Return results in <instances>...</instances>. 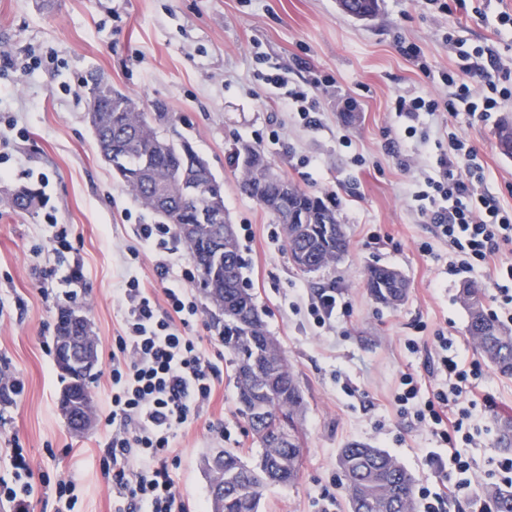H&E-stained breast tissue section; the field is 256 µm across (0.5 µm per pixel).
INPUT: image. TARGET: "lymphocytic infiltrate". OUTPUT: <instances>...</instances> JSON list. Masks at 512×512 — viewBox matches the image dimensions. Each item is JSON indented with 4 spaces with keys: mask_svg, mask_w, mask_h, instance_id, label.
Wrapping results in <instances>:
<instances>
[{
    "mask_svg": "<svg viewBox=\"0 0 512 512\" xmlns=\"http://www.w3.org/2000/svg\"><path fill=\"white\" fill-rule=\"evenodd\" d=\"M400 51L419 72L434 81V95H400L394 102L407 124L390 136L388 146L403 136L419 137L428 145V132L416 128L421 116L466 113L469 120L487 124L502 103L512 99V56L499 51H458L454 69L437 67L413 42ZM266 85L280 90L289 111L305 126H319L316 78L286 86L277 76ZM419 210L437 237L455 255L448 273L460 276L474 267L485 268L495 290L499 320L512 323V263L496 256L512 245V207L486 184L485 166L476 146L456 128L448 130V151L430 165L414 194ZM131 231L156 257L154 272L163 285L155 297L143 280L123 277L115 290L121 323L112 338L111 393L108 419L112 435L102 450L104 475L112 483L113 512H200L178 492L172 470L180 452L176 440L194 414L213 399L222 370L190 331L198 303L188 271H175L169 257L166 224H135ZM488 375L477 358L460 355L455 337L437 331L423 373H405L402 389L393 396L401 418L423 427L437 445L429 452L431 465L444 486L436 492L419 485L417 512H448L449 503H481L483 490L474 480L475 462L456 454L445 459L441 448L474 444L483 430L475 410ZM14 485L0 482V497L25 512L34 492L33 468L22 449L11 451Z\"/></svg>",
    "mask_w": 512,
    "mask_h": 512,
    "instance_id": "obj_1",
    "label": "lymphocytic infiltrate"
}]
</instances>
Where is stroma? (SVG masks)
<instances>
[{
	"label": "stroma",
	"instance_id": "35a3bbf8",
	"mask_svg": "<svg viewBox=\"0 0 512 512\" xmlns=\"http://www.w3.org/2000/svg\"><path fill=\"white\" fill-rule=\"evenodd\" d=\"M369 21L348 17L336 0H0V60L24 59L28 51L57 53L54 65L26 71L0 63V372L19 378L17 402L0 405V477L11 475L10 452L20 444L34 462L29 512H57L58 479L75 483L76 512H112V488L103 475L102 448L112 434L106 420L110 394L112 338L120 329L113 294L131 274L154 279L153 257L141 250L130 227L154 223V216L123 191L104 163L85 114L83 85L105 76L144 108L161 103L174 120L170 137L189 139L224 184V208L233 225L250 227L240 241L242 278L251 289L268 333L295 369L307 401L301 420L304 457L296 484L264 489L261 512H315L323 491L336 496L335 512H349L338 456L348 444L364 442L396 457L416 481L437 488L426 458L429 435L401 419L392 403L402 373L422 371L438 330L455 336L467 357L479 351L467 332L460 301L470 282L485 283L483 271L452 277L446 245L434 241L412 198L413 175L401 154L417 151L404 140L400 154L388 153L383 132L399 127L390 112L396 96L433 93L404 57L397 38L418 44L430 61L454 68L455 53L439 32L459 29L468 46L499 47L492 18L512 13V0H491L487 19L458 24L457 13L431 16L414 0H379ZM276 66L289 82L330 76L319 94L321 124L311 129L279 105L254 72ZM12 117L15 128L2 124ZM512 121V101L492 123L454 117V125L479 149L488 186L512 183V156L504 155L496 131ZM261 148L274 169L335 209L349 236L347 255L315 274L296 270L281 224L241 193L235 154ZM363 155L365 164L353 161ZM29 187L38 207L18 212L2 203L7 191ZM69 227L81 259L78 282L64 284L46 243L56 224ZM432 244L430 252L419 249ZM40 255H33L34 247ZM398 269L408 293L394 307L377 303L365 284L371 265ZM335 290L343 307L331 328H316L307 314L320 290ZM192 333L208 354L223 350V315L206 296ZM81 310L97 339L99 367L89 387L93 427L78 434L59 408L65 385L55 365V325L61 308ZM419 344L418 352L405 347ZM491 396L481 414L491 433L469 449L477 480L492 459L512 455L502 441L512 422V377L489 371L483 384ZM224 427L227 439L215 429ZM181 493L210 507L205 454L238 448L244 460L259 451L237 410L231 361L209 407L177 438Z\"/></svg>",
	"mask_w": 512,
	"mask_h": 512
}]
</instances>
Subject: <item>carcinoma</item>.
Returning a JSON list of instances; mask_svg holds the SVG:
<instances>
[{
  "label": "carcinoma",
  "mask_w": 512,
  "mask_h": 512,
  "mask_svg": "<svg viewBox=\"0 0 512 512\" xmlns=\"http://www.w3.org/2000/svg\"><path fill=\"white\" fill-rule=\"evenodd\" d=\"M343 5L344 13L369 19L379 10V0H345ZM84 93L88 110L101 117L102 125L93 133L117 183L160 223L175 230L193 259L204 294L224 312L222 341L233 355L238 409L261 452L246 462L237 449L224 448V469L207 466L205 470L210 486L224 487L221 512H260L264 487L291 484L299 477L304 397L278 341L265 329L251 289L243 284L237 235L228 239L217 227L196 223L198 208L208 199L224 203V184L189 140L164 135L172 122L164 105L147 112L140 103H132L131 94L112 86L94 92L86 84ZM496 136L503 154L512 156V123L501 124ZM248 152L249 159L237 153L241 190L276 219L286 208L312 218L307 224L284 225L294 267L306 273L311 266L320 270L336 264L348 248L336 211L310 192L297 188L286 199L278 185H260L256 168L269 161L257 148L250 147ZM183 184L203 187V197H181L178 190ZM38 202V194L27 187L8 200L14 209L27 212ZM366 286L377 302L388 307L400 304L408 290V282L398 279L397 270L385 265L367 268ZM472 295V289H462L469 336L499 373L512 376V330L485 311L483 297L474 300ZM72 313L71 308L61 309L56 336L88 335L71 323ZM338 464L350 509L417 512L413 475L388 452L352 443L342 449ZM485 493L494 512H512V487L488 484Z\"/></svg>",
  "instance_id": "carcinoma-1"
}]
</instances>
